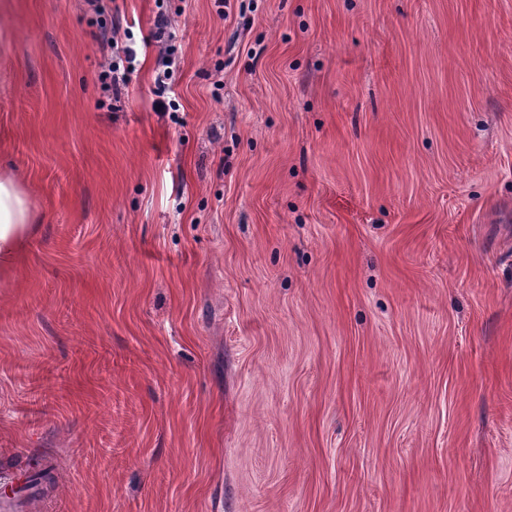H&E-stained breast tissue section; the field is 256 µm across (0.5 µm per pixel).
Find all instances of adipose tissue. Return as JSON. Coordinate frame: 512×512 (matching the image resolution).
I'll list each match as a JSON object with an SVG mask.
<instances>
[{
    "label": "adipose tissue",
    "mask_w": 512,
    "mask_h": 512,
    "mask_svg": "<svg viewBox=\"0 0 512 512\" xmlns=\"http://www.w3.org/2000/svg\"><path fill=\"white\" fill-rule=\"evenodd\" d=\"M40 228V218L31 194L14 170L0 168V283H6L18 262L20 251Z\"/></svg>",
    "instance_id": "ef3b65f1"
}]
</instances>
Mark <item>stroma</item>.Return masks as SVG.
<instances>
[{
    "label": "stroma",
    "mask_w": 512,
    "mask_h": 512,
    "mask_svg": "<svg viewBox=\"0 0 512 512\" xmlns=\"http://www.w3.org/2000/svg\"><path fill=\"white\" fill-rule=\"evenodd\" d=\"M13 0L0 488L36 512H512V0ZM151 39L160 45L157 57L156 75L154 79L153 95L154 106L159 112H175L177 106L171 99L172 90L168 80L171 77L172 65L175 60V52L172 44L173 34L171 21L164 12H158L154 21V29ZM122 25L119 21L111 22L110 36L106 40L108 47L111 51L109 62L105 66L98 77L103 83L107 84L110 88L113 85L117 86L119 76L115 75L120 70V62L127 63L124 67V71H129L132 68V64L137 58L140 45L134 39L133 33L127 28L123 29L121 34ZM40 222L21 176L14 170L0 168L1 284L11 278L24 243L37 233Z\"/></svg>",
    "instance_id": "1"
}]
</instances>
